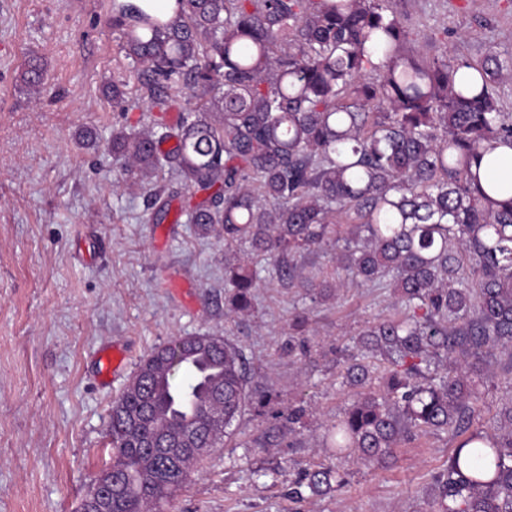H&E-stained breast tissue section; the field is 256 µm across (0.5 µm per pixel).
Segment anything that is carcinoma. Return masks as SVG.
<instances>
[{
	"instance_id": "carcinoma-1",
	"label": "carcinoma",
	"mask_w": 512,
	"mask_h": 512,
	"mask_svg": "<svg viewBox=\"0 0 512 512\" xmlns=\"http://www.w3.org/2000/svg\"><path fill=\"white\" fill-rule=\"evenodd\" d=\"M393 4L174 0L168 21L112 0V29L137 81L134 94L112 81L113 109L166 111L182 89L199 104L173 125L113 129L116 186L148 190L153 224H194L248 246L313 304L331 287L301 276L290 258L341 244L338 268L362 284H389L403 314L360 333L343 376L353 399L326 444L336 456L385 465L411 433L449 429L460 440L435 476L440 512H512V401L500 430L471 429L469 379L494 350L512 358V198L491 197L479 173L485 154L512 147V113L498 104L512 58H429ZM463 67L474 74L459 78ZM42 77L41 59L29 56L23 80L38 87ZM164 171L211 194L173 214V195L155 181ZM338 214L352 222L336 223ZM259 281L248 263L224 264L228 313L251 308ZM368 353L387 361L377 388ZM443 362L459 374L431 375ZM132 380L112 402V465L88 486L112 487L110 512H164L245 408L269 401L249 390L242 354L221 336H177ZM178 394L193 398L192 417L179 411ZM304 416L301 406L272 415L262 447L283 446ZM345 482L325 465L295 480L312 495Z\"/></svg>"
}]
</instances>
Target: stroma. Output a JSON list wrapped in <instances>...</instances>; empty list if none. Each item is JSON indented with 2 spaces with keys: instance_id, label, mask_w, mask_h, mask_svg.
<instances>
[{
  "instance_id": "stroma-1",
  "label": "stroma",
  "mask_w": 512,
  "mask_h": 512,
  "mask_svg": "<svg viewBox=\"0 0 512 512\" xmlns=\"http://www.w3.org/2000/svg\"><path fill=\"white\" fill-rule=\"evenodd\" d=\"M395 9L426 56H512V0H395ZM33 54L44 64L36 93L22 81ZM125 68L112 0H0V512H79L112 462L113 400L155 347L187 335L226 337L272 401L265 414L246 409L166 512H437L434 478L453 432L417 433L385 467L324 446L352 395L336 352L397 313L392 289L344 286L334 247L302 255L303 276L339 285L311 309L307 357L288 352L301 292L275 274H263L250 313L227 314L223 242L192 224L147 223L148 194L112 187L113 129L147 121L142 108L113 110L103 92ZM87 128L97 148L78 145ZM114 344L127 368L104 386L97 356ZM510 400L512 363L492 356L476 390L479 424L496 430ZM298 405L307 414L295 446L264 447L271 411ZM319 463L347 470V485L294 498L298 470Z\"/></svg>"
}]
</instances>
